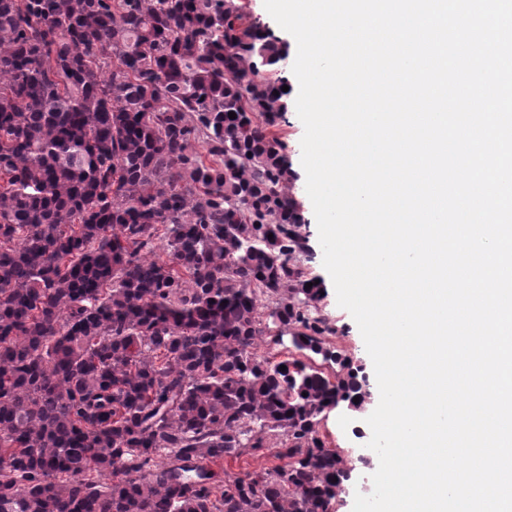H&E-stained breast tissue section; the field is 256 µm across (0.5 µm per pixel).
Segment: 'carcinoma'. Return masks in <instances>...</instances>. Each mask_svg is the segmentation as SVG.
Masks as SVG:
<instances>
[{"label":"carcinoma","instance_id":"obj_1","mask_svg":"<svg viewBox=\"0 0 512 512\" xmlns=\"http://www.w3.org/2000/svg\"><path fill=\"white\" fill-rule=\"evenodd\" d=\"M282 54L235 0H0V512H331L345 490L317 425L362 386L256 353L349 366L292 261L285 92L259 76ZM259 448L280 464L213 469Z\"/></svg>","mask_w":512,"mask_h":512}]
</instances>
